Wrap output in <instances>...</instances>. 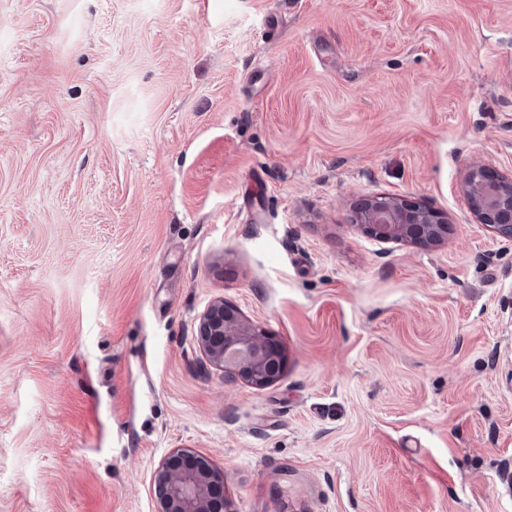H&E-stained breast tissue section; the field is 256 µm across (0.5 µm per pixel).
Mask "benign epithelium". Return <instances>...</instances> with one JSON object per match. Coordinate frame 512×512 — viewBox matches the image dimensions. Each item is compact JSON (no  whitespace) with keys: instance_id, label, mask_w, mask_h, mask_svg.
<instances>
[{"instance_id":"1","label":"benign epithelium","mask_w":512,"mask_h":512,"mask_svg":"<svg viewBox=\"0 0 512 512\" xmlns=\"http://www.w3.org/2000/svg\"><path fill=\"white\" fill-rule=\"evenodd\" d=\"M484 175V171L473 169L466 176L471 209L479 223L512 240V180L486 179ZM360 221L382 241L428 244L448 233V224L436 211L386 196L367 200ZM195 339L205 358L227 379L263 388L276 381L283 368L280 342L257 331L222 298L209 303L201 314ZM151 491L156 512L227 510L224 474L187 449H175L160 461L151 476Z\"/></svg>"}]
</instances>
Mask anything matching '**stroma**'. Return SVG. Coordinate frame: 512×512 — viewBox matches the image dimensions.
Here are the masks:
<instances>
[{"instance_id":"35a3bbf8","label":"stroma","mask_w":512,"mask_h":512,"mask_svg":"<svg viewBox=\"0 0 512 512\" xmlns=\"http://www.w3.org/2000/svg\"><path fill=\"white\" fill-rule=\"evenodd\" d=\"M512 0H0V512H512ZM440 212L432 246L356 221ZM271 385L199 350L214 298ZM484 175V171L472 169L466 176L471 209L480 224L512 240V180L483 179ZM360 221L382 241L411 240L428 244L440 241L448 233V224L436 211L386 196L368 199ZM195 339L205 358L227 379L263 388L276 381L283 368L280 342L257 331L224 298L213 300L203 311ZM156 512H231L224 500V474L187 449L166 455L153 470Z\"/></svg>"}]
</instances>
